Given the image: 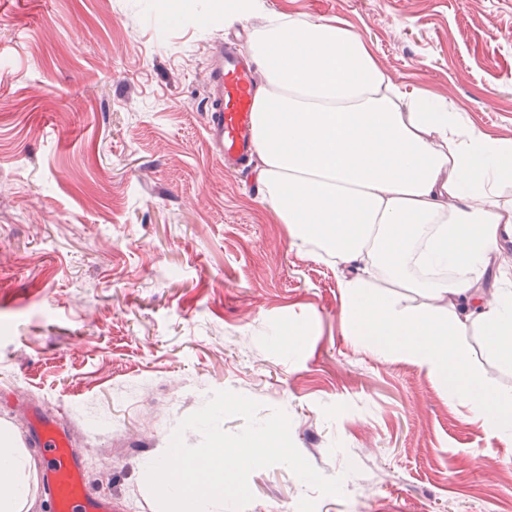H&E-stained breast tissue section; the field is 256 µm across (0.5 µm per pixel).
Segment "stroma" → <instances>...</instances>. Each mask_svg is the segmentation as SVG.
Returning <instances> with one entry per match:
<instances>
[{"mask_svg": "<svg viewBox=\"0 0 512 512\" xmlns=\"http://www.w3.org/2000/svg\"><path fill=\"white\" fill-rule=\"evenodd\" d=\"M0 0V421L70 429L93 490L159 512L147 466L219 390L284 412L342 496L255 470L244 512H512V440L343 332L336 266L210 151L215 0ZM338 18L398 80L512 139V0H267ZM299 330L296 346L284 331ZM354 473H347L348 464Z\"/></svg>", "mask_w": 512, "mask_h": 512, "instance_id": "obj_1", "label": "stroma"}]
</instances>
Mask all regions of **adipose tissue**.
<instances>
[{"instance_id": "ef3b65f1", "label": "adipose tissue", "mask_w": 512, "mask_h": 512, "mask_svg": "<svg viewBox=\"0 0 512 512\" xmlns=\"http://www.w3.org/2000/svg\"><path fill=\"white\" fill-rule=\"evenodd\" d=\"M225 24L265 17L248 42L264 83L254 130L261 201L293 240L338 271L342 323L358 343L409 359L497 438L512 437V390L471 363L478 332L512 371V140L439 95L397 82L340 19L218 0ZM500 267V285L482 280ZM36 467L0 423V512H31Z\"/></svg>"}]
</instances>
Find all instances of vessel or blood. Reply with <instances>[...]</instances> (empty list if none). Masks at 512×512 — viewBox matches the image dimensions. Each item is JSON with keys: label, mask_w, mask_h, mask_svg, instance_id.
<instances>
[{"label": "vessel or blood", "mask_w": 512, "mask_h": 512, "mask_svg": "<svg viewBox=\"0 0 512 512\" xmlns=\"http://www.w3.org/2000/svg\"><path fill=\"white\" fill-rule=\"evenodd\" d=\"M213 65L204 110L206 132L217 157L232 166L244 165L254 152L253 93L256 72L252 63L224 44L212 51ZM29 439L38 442L44 464L39 484L55 502L56 512H112V500L91 493L71 435L46 413L32 410Z\"/></svg>", "instance_id": "vessel-or-blood-1"}]
</instances>
